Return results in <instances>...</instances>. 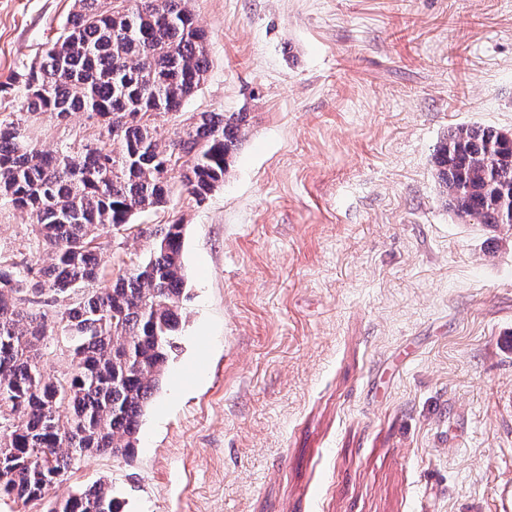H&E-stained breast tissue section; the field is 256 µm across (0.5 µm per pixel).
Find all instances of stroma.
Masks as SVG:
<instances>
[{
  "label": "stroma",
  "instance_id": "1",
  "mask_svg": "<svg viewBox=\"0 0 512 512\" xmlns=\"http://www.w3.org/2000/svg\"><path fill=\"white\" fill-rule=\"evenodd\" d=\"M74 0H0V115ZM210 67L181 112H245L224 182L103 232L107 277L181 220L178 350L135 454L75 461L126 512H512V234L464 224L434 153L512 131V0H191ZM45 150L85 114L29 121ZM0 257L48 259L0 200Z\"/></svg>",
  "mask_w": 512,
  "mask_h": 512
}]
</instances>
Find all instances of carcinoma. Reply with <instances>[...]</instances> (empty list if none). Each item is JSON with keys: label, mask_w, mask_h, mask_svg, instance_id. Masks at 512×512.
<instances>
[{"label": "carcinoma", "mask_w": 512, "mask_h": 512, "mask_svg": "<svg viewBox=\"0 0 512 512\" xmlns=\"http://www.w3.org/2000/svg\"><path fill=\"white\" fill-rule=\"evenodd\" d=\"M190 0H75L62 34L24 74L20 111L65 120L82 112L92 133L45 151L22 119L0 120V199L26 213L49 263L22 272L0 262V496L45 497L86 453L134 455L144 409L159 389L182 319L183 224L160 225L153 256L110 288H95V241L169 201L170 174L205 200L228 172L245 112H199L178 140L158 139L157 117L181 110L209 68L206 32ZM438 184L462 222L512 230V134L459 126L436 151ZM89 288L53 326L67 337L73 371L45 378L46 313L27 298ZM45 512H124L98 480L50 501Z\"/></svg>", "instance_id": "cac0c4a2"}]
</instances>
